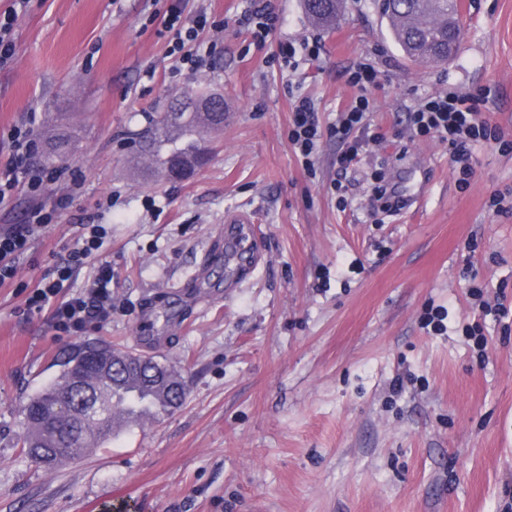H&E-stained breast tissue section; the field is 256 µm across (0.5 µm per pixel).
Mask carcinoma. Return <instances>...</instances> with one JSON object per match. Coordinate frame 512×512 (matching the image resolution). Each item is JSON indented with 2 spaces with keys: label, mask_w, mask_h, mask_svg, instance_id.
Wrapping results in <instances>:
<instances>
[{
  "label": "carcinoma",
  "mask_w": 512,
  "mask_h": 512,
  "mask_svg": "<svg viewBox=\"0 0 512 512\" xmlns=\"http://www.w3.org/2000/svg\"><path fill=\"white\" fill-rule=\"evenodd\" d=\"M341 0H318L305 6L314 23L333 29L339 21ZM387 15L392 34L405 56L422 65L446 62L458 51L461 39L448 42V20L457 13V0H390ZM224 127V100L213 101L212 95L197 92L175 97L171 111L147 117L146 139L136 157H158L162 168L143 169L150 176L169 181L186 177L184 171L196 169L201 156L208 155L203 132H217ZM63 130L47 141V155L60 157L68 145ZM127 356L112 343L88 342L63 363L56 381L23 401L20 413L24 434L20 439L26 455L41 467L52 470L66 461L82 457L133 423L158 417L185 401L187 394L175 398L153 387L158 366L129 363L119 366ZM100 360L107 370L88 384L106 404V410L89 414L85 403L86 389L73 384L71 365L77 360ZM65 402L74 414L67 423L57 419V408Z\"/></svg>",
  "instance_id": "carcinoma-1"
}]
</instances>
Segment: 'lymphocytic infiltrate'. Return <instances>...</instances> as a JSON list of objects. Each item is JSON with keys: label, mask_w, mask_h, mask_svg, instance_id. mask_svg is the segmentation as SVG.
I'll return each instance as SVG.
<instances>
[{"label": "lymphocytic infiltrate", "mask_w": 512, "mask_h": 512, "mask_svg": "<svg viewBox=\"0 0 512 512\" xmlns=\"http://www.w3.org/2000/svg\"><path fill=\"white\" fill-rule=\"evenodd\" d=\"M209 23L206 13L186 19L180 11L171 10L164 20L166 29L173 31L170 49L176 70L202 72L208 69L210 49L199 46L198 38ZM377 70L366 63L358 64L349 73V82L360 90L354 104L341 112L335 126L321 129L314 101L299 97L292 109L293 117L288 140L306 171H313L323 136L344 140L346 147L337 162L348 168L367 148L380 139L371 128L369 114L374 105L368 95L375 86ZM407 124L413 135L435 137L454 150L456 160L469 163L470 143L484 141L502 143L503 133L482 118L477 97L468 92H439L407 109ZM31 123L14 126L9 132L11 156L0 166V206L8 205L18 188H25L35 203L27 211L23 223L0 228V284L16 274L14 261L31 250L34 242L49 229L59 209L65 207L66 197H49L51 186L64 179L68 170L36 164V142ZM108 229L103 224H83L72 248L54 266L51 280L40 281L29 292L28 309L40 310L52 306L56 330L78 335L91 325L103 326L112 313V266L100 263L89 288L79 296L66 300L59 293L76 269L101 249Z\"/></svg>", "instance_id": "f902f5d3"}]
</instances>
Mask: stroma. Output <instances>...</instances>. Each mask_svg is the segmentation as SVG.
Listing matches in <instances>:
<instances>
[{
  "label": "stroma",
  "instance_id": "obj_1",
  "mask_svg": "<svg viewBox=\"0 0 512 512\" xmlns=\"http://www.w3.org/2000/svg\"><path fill=\"white\" fill-rule=\"evenodd\" d=\"M172 0H29L0 69V164L8 134L36 111V139L68 129L70 195L0 286V512H512V151L470 147L461 177L448 144L411 139L405 108L441 90L480 95V112L512 140V0H463L456 57L425 67L393 41L376 0H345L316 26L301 0H266L279 26L256 47L240 18L252 0H179L184 17L219 22L211 69L173 73ZM318 39L319 58L282 70L279 45ZM379 71L371 120L382 134L332 193L339 140L323 138L315 174L288 142L294 97L331 126L357 94L358 62ZM224 95L210 162L178 182L144 180L127 147L149 114L187 90ZM419 206L373 209L378 177ZM249 213L264 256L247 279L205 262L226 214ZM104 224L97 260L61 291L112 264V321L63 336L52 310L24 313L30 290L72 245ZM167 310L147 355L176 369L182 406L125 429L48 471L17 443L20 403L57 379L83 342L139 347L143 307ZM441 316L439 327L425 323Z\"/></svg>",
  "mask_w": 512,
  "mask_h": 512
}]
</instances>
